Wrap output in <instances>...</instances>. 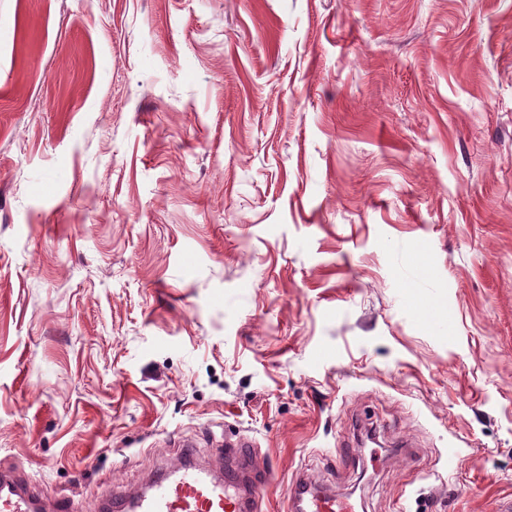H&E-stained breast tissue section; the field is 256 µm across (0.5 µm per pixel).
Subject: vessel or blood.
<instances>
[{"mask_svg": "<svg viewBox=\"0 0 512 512\" xmlns=\"http://www.w3.org/2000/svg\"><path fill=\"white\" fill-rule=\"evenodd\" d=\"M254 442L238 434L224 443V471L184 464L147 486L122 492L120 512H258L263 473L253 463ZM292 512H355L349 499L314 489L304 479L288 489ZM40 500L7 474L0 475V512H41Z\"/></svg>", "mask_w": 512, "mask_h": 512, "instance_id": "1", "label": "vessel or blood"}]
</instances>
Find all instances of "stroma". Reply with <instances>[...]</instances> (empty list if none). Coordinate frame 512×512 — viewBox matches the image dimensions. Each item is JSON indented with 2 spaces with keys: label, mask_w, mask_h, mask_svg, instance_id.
<instances>
[{
  "label": "stroma",
  "mask_w": 512,
  "mask_h": 512,
  "mask_svg": "<svg viewBox=\"0 0 512 512\" xmlns=\"http://www.w3.org/2000/svg\"><path fill=\"white\" fill-rule=\"evenodd\" d=\"M239 431L262 512L512 496V0H0V470ZM288 501L296 512H355L349 499L314 489L306 479H296L290 485Z\"/></svg>",
  "instance_id": "35a3bbf8"
}]
</instances>
